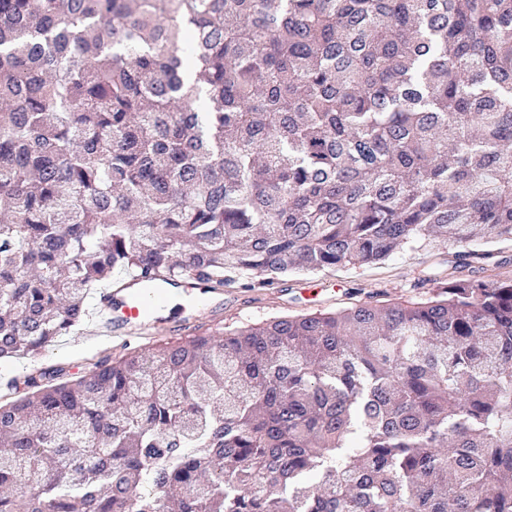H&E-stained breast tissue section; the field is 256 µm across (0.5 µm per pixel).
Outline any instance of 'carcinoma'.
Listing matches in <instances>:
<instances>
[{
	"label": "carcinoma",
	"mask_w": 512,
	"mask_h": 512,
	"mask_svg": "<svg viewBox=\"0 0 512 512\" xmlns=\"http://www.w3.org/2000/svg\"><path fill=\"white\" fill-rule=\"evenodd\" d=\"M0 359L126 270L354 303L17 377L0 512H512V0H0ZM474 250L488 254L486 259L478 260V263L473 264L476 268L483 266L488 269L482 275H491L492 278L512 277V240H494L487 243L478 241Z\"/></svg>",
	"instance_id": "cac0c4a2"
}]
</instances>
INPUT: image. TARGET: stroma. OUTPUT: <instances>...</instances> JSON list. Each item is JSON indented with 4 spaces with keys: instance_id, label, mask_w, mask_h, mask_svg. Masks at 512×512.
<instances>
[{
    "instance_id": "1",
    "label": "stroma",
    "mask_w": 512,
    "mask_h": 512,
    "mask_svg": "<svg viewBox=\"0 0 512 512\" xmlns=\"http://www.w3.org/2000/svg\"><path fill=\"white\" fill-rule=\"evenodd\" d=\"M455 249L438 242L425 249L402 248L379 264L337 267L314 273H291L274 283L251 288L224 298V312L219 321L199 322L192 331H175L148 340L140 347L163 343L185 342L218 330H229L258 324L275 318L305 315L314 312H333L347 307L351 300H368L379 296L383 301L417 302L432 296L437 282L418 287L417 281L427 273L446 274ZM118 343L101 345L85 336L82 329L58 337L39 355L10 359L0 363V399H13L9 383L17 375L40 366L61 364L73 373H83L101 355L115 357L125 354Z\"/></svg>"
}]
</instances>
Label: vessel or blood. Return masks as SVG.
I'll use <instances>...</instances> for the list:
<instances>
[{
	"label": "vessel or blood",
	"mask_w": 512,
	"mask_h": 512,
	"mask_svg": "<svg viewBox=\"0 0 512 512\" xmlns=\"http://www.w3.org/2000/svg\"><path fill=\"white\" fill-rule=\"evenodd\" d=\"M175 291L179 302L172 309L166 301L154 300L153 289L139 275L122 280L117 287L98 289L91 314L92 335L127 344L172 327L190 328L204 311L224 307L223 291L201 289L194 276L179 281Z\"/></svg>",
	"instance_id": "b4317fda"
}]
</instances>
